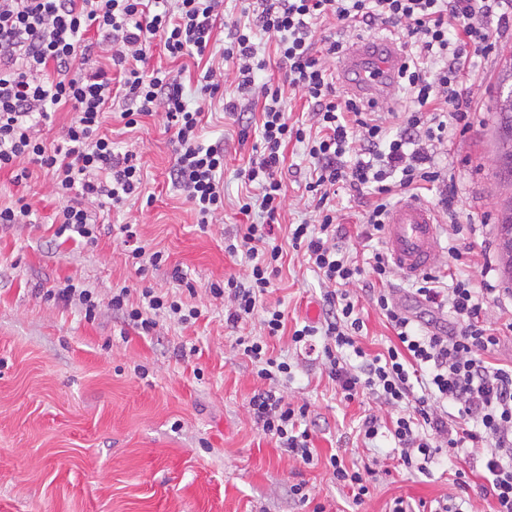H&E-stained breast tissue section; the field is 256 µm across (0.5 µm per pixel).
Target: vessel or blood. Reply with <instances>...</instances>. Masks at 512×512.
<instances>
[{
	"label": "vessel or blood",
	"mask_w": 512,
	"mask_h": 512,
	"mask_svg": "<svg viewBox=\"0 0 512 512\" xmlns=\"http://www.w3.org/2000/svg\"><path fill=\"white\" fill-rule=\"evenodd\" d=\"M405 61V52L397 43L365 41L348 49L342 71L351 94L376 105L389 99ZM438 228L436 213L425 204L403 203L389 211L385 247L403 275H418L434 264L443 251Z\"/></svg>",
	"instance_id": "1"
}]
</instances>
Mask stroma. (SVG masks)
I'll return each mask as SVG.
<instances>
[{
    "mask_svg": "<svg viewBox=\"0 0 512 512\" xmlns=\"http://www.w3.org/2000/svg\"><path fill=\"white\" fill-rule=\"evenodd\" d=\"M512 55V29L505 31L495 54L473 58L459 85L470 108L466 124H448V141L436 160L456 186L455 221H442L439 234L447 247L436 268L467 278L475 287L491 281L500 292L484 306L492 326L512 318V290L506 289L498 261L500 205L512 190L493 176L498 74ZM189 107L209 109L204 144H224V212L217 222L200 226L188 202L172 187L171 135L162 117L144 119L134 129L107 118L104 129L116 150L136 147L141 154L145 197L122 211L87 208L97 219V240L79 248L57 234V207L49 176L34 173L22 186L0 174V203L25 197L34 209L32 223L0 225V512H388L401 497L419 512L422 503L457 494L454 472L467 468L464 457L439 453L425 472L400 471L377 479L363 503L336 484L329 457L346 449L347 465L377 469L393 462L389 437L364 443L359 428L366 416L389 418L386 407L370 397L342 401L322 362L296 348V325L320 324L325 289L301 252L286 244L287 227L313 218L312 195L305 185L312 163L303 146L286 151L285 197L281 227L285 245L276 285L263 299L286 317V334L269 338L272 356L290 363L282 386L288 400L308 409L318 463L308 466L289 457L275 439L255 425L249 399L262 388L251 362L237 355L239 336L262 335L259 317L238 325L225 321L227 297L209 287L245 277L242 256L224 251L225 239L243 224L259 222V211H239V172L255 159L257 131L224 112L221 98L210 99L196 81L184 83ZM336 221L347 230L337 244L358 261L369 258L383 240H367L363 206L339 191ZM138 226L147 252H164L159 267L138 271L128 260L118 234L121 224ZM461 259L452 257V250ZM181 268L188 280L172 278ZM73 278L102 300L94 319H85L78 301L61 303L47 289ZM130 289L138 303L142 288L177 292L201 312L195 323L180 324L158 316L150 335H142L125 311L107 300L114 288ZM364 321L361 346L369 354L395 342L393 329L361 284L348 286ZM304 484L302 503L291 493Z\"/></svg>",
    "mask_w": 512,
    "mask_h": 512,
    "instance_id": "obj_1",
    "label": "stroma"
}]
</instances>
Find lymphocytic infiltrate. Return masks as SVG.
Masks as SVG:
<instances>
[{
    "mask_svg": "<svg viewBox=\"0 0 512 512\" xmlns=\"http://www.w3.org/2000/svg\"><path fill=\"white\" fill-rule=\"evenodd\" d=\"M221 6L222 0H0V172L10 173L16 185L30 178L32 168L44 171L58 198L60 232L94 242L96 221L84 200L118 209L142 192L138 152L114 150L99 132L105 110L116 104L129 128L164 117L173 131L171 184L184 194L197 223L210 224L224 210V147L201 143L204 110L188 106L180 76L151 65L147 51L159 47L173 62L195 59L211 97L223 89L225 70H232L235 88L224 110L239 118L258 111L261 137L258 159L240 173L257 195L239 210L259 208L262 220L246 225L226 246L229 254L248 257L247 275L212 285L211 292L229 295L228 323L262 316L263 335L235 340L267 383L249 400L255 423L294 460L313 464L307 408L288 402L280 389L291 366L268 354L266 340L284 330L285 315L261 305L280 273L284 245L275 226L284 198L282 170L289 144L299 143L313 161L306 189L315 220L290 225L287 243L329 289L321 326L303 325L292 341L319 355L342 400L367 394L393 411L386 427L377 416L365 417V440L387 432L399 464L420 472L438 453L468 450L481 470L483 496L494 500L495 512H512V367L485 359L500 342L484 315L494 286L476 288L459 278L447 284L435 271L422 273L416 298L428 310L449 309L455 325L416 326L379 288L394 274L388 255L373 253L363 266L343 253L336 244L343 227L330 207L341 188L365 198L363 234L369 239L382 232L394 196L412 198L427 186H439L443 213L454 214V187L447 170L436 166L435 153L448 138L449 121L467 116L458 90L466 65L472 56L497 50L500 35L487 18H511L512 0H250L245 22L225 18ZM330 20L399 28L410 49L400 75L411 100L407 109L371 112L360 100L337 95L322 58L340 53L343 44L316 36L318 24ZM261 32L275 39L286 87L255 82L256 72L268 67L255 42ZM219 37L220 59L208 58ZM95 55L110 59L111 69L91 67ZM287 87L305 98L307 121L291 120L283 98ZM61 107L70 108L73 118L62 142H47L40 125ZM368 272L377 283L376 304L396 333L395 343L377 355L359 344L364 321L346 292ZM128 295V288L113 289L109 304L146 332L160 314L183 324L200 315L166 292L143 289L135 308Z\"/></svg>",
    "mask_w": 512,
    "mask_h": 512,
    "instance_id": "f902f5d3",
    "label": "lymphocytic infiltrate"
}]
</instances>
